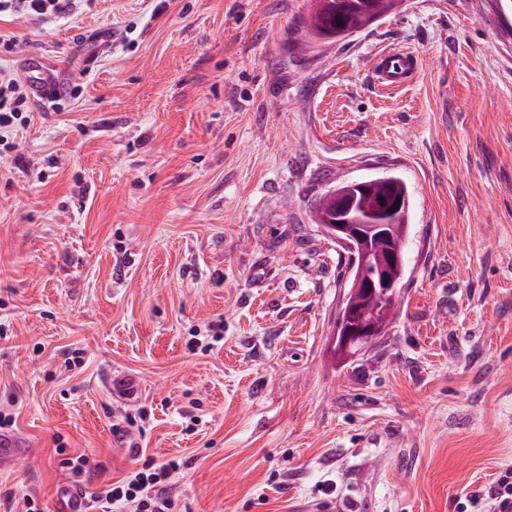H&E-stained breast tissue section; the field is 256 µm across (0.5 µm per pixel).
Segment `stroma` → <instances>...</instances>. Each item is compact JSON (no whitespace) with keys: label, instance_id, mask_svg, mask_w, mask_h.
Here are the masks:
<instances>
[{"label":"stroma","instance_id":"stroma-1","mask_svg":"<svg viewBox=\"0 0 512 512\" xmlns=\"http://www.w3.org/2000/svg\"><path fill=\"white\" fill-rule=\"evenodd\" d=\"M309 0H79L0 16L82 87L0 157V409L30 456L0 499L58 512L66 459L178 461V512H463L512 471V5L406 0L287 51ZM407 48L402 88L376 55ZM410 194L401 301L336 362L342 183ZM199 349H192V342ZM418 69L417 58L408 53L388 52L381 54L374 68L375 79L385 86L402 87L408 77Z\"/></svg>","mask_w":512,"mask_h":512}]
</instances>
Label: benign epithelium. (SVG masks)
Returning a JSON list of instances; mask_svg holds the SVG:
<instances>
[{
  "label": "benign epithelium",
  "instance_id": "benign-epithelium-1",
  "mask_svg": "<svg viewBox=\"0 0 512 512\" xmlns=\"http://www.w3.org/2000/svg\"><path fill=\"white\" fill-rule=\"evenodd\" d=\"M398 198L390 177L336 188V210L325 217L321 230L339 246L356 253L360 263L343 288L332 338L339 357H355L372 347L378 322L367 318L362 304L373 294L393 301L401 293L402 249L391 236V223L402 214L393 209Z\"/></svg>",
  "mask_w": 512,
  "mask_h": 512
}]
</instances>
